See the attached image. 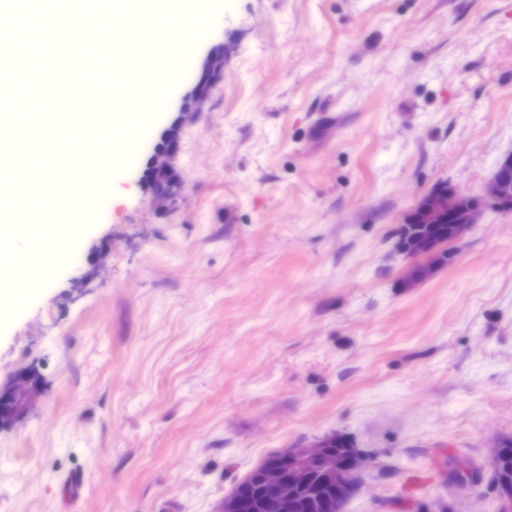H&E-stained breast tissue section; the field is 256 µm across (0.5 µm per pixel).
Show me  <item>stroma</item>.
<instances>
[{
  "label": "stroma",
  "mask_w": 512,
  "mask_h": 512,
  "mask_svg": "<svg viewBox=\"0 0 512 512\" xmlns=\"http://www.w3.org/2000/svg\"><path fill=\"white\" fill-rule=\"evenodd\" d=\"M180 114L129 105L102 219L16 251L43 264L0 302V512H215L270 454L329 435L372 465L346 512H392L434 448L454 454L411 512H498L512 438V211L485 208L417 287L394 230L441 184L482 196L512 156V0H208ZM172 129L173 198L147 161ZM480 478L457 482L466 460ZM84 491L67 506L68 485ZM222 66L220 57L208 54L203 60L200 72L191 89L184 95L180 112H191V107L202 96L205 91L206 81L216 69ZM37 382L28 375L19 376L8 391H0V420L7 422L24 412L31 396L36 392Z\"/></svg>",
  "instance_id": "stroma-1"
}]
</instances>
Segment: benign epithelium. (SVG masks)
Here are the masks:
<instances>
[{
	"label": "benign epithelium",
	"mask_w": 512,
	"mask_h": 512,
	"mask_svg": "<svg viewBox=\"0 0 512 512\" xmlns=\"http://www.w3.org/2000/svg\"><path fill=\"white\" fill-rule=\"evenodd\" d=\"M222 66V59L212 54L203 60L200 72L191 89L184 95L180 112H189L205 91L206 81L216 69ZM161 142L153 147L148 163L152 172L163 177L170 170L169 157L172 154L168 142L171 131L160 135ZM507 197V188L499 172H494L487 183L484 199L459 193L446 186L434 189L409 215L408 220L431 221L440 212L461 217L453 225L454 239L462 238L475 223L483 200L497 208ZM37 382L28 375L17 378L8 391H0V420L7 422L27 408L31 396L36 392ZM276 463L269 466L261 476L268 494L262 502L264 512H296L298 503L294 490L306 485L310 474L317 471L333 495L323 504L325 512H344V506L355 492L358 479L368 464V455L355 448L347 449L339 457L329 448L328 440L322 438L303 448H286L277 453Z\"/></svg>",
	"instance_id": "benign-epithelium-1"
}]
</instances>
